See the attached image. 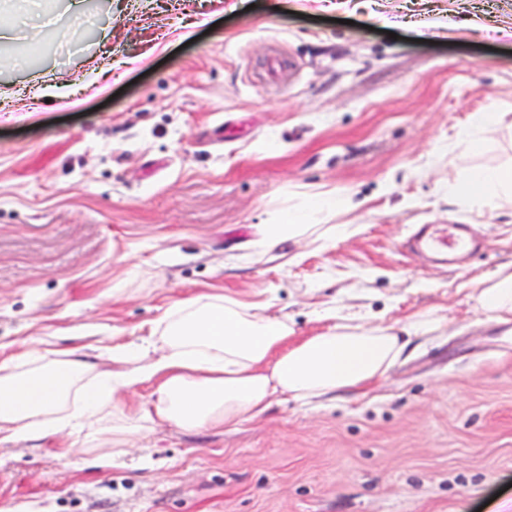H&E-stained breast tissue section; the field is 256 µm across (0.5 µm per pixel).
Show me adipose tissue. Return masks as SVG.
<instances>
[{
	"mask_svg": "<svg viewBox=\"0 0 512 512\" xmlns=\"http://www.w3.org/2000/svg\"><path fill=\"white\" fill-rule=\"evenodd\" d=\"M446 195L469 206L492 195L512 199V169L466 172ZM305 200L287 219L265 225V250L313 236L319 214L352 207L351 200L326 192L306 194ZM473 300L487 320L512 322V263L485 280ZM437 324L428 316L399 325L342 321L299 338L267 306L198 295L175 303L156 337L113 351L122 369H99L72 352L51 357L27 351L0 362V443L68 431L92 447L109 443L117 449L158 420L183 430L232 428L282 397L307 402L377 383L411 337ZM144 382L153 387L150 410L119 415L120 399Z\"/></svg>",
	"mask_w": 512,
	"mask_h": 512,
	"instance_id": "1",
	"label": "adipose tissue"
}]
</instances>
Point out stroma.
<instances>
[{"mask_svg":"<svg viewBox=\"0 0 512 512\" xmlns=\"http://www.w3.org/2000/svg\"><path fill=\"white\" fill-rule=\"evenodd\" d=\"M36 0L0 69V361L104 355L201 292L270 306L296 335L335 308L424 313L366 394L281 399L234 429L161 425L106 465L78 434L0 444V512H504L512 323L474 308L512 262V201L439 184L512 168V0ZM55 84L67 97L45 99ZM501 113L479 150L457 141ZM345 236L262 252L310 192ZM472 224L458 268L410 249Z\"/></svg>","mask_w":512,"mask_h":512,"instance_id":"35a3bbf8","label":"stroma"}]
</instances>
